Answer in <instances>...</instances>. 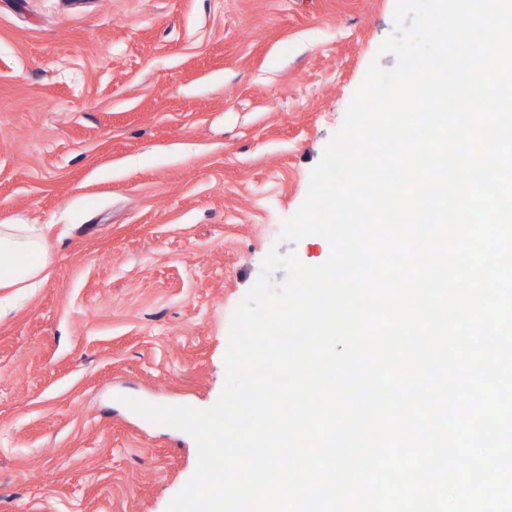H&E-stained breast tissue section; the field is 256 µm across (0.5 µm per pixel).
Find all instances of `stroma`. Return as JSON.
<instances>
[{
    "instance_id": "stroma-1",
    "label": "stroma",
    "mask_w": 512,
    "mask_h": 512,
    "mask_svg": "<svg viewBox=\"0 0 512 512\" xmlns=\"http://www.w3.org/2000/svg\"><path fill=\"white\" fill-rule=\"evenodd\" d=\"M397 0H0V224L39 287L0 303V512H167L231 318L394 30ZM47 263L37 224H0V290L37 288Z\"/></svg>"
}]
</instances>
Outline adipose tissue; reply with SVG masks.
<instances>
[{
    "label": "adipose tissue",
    "instance_id": "adipose-tissue-1",
    "mask_svg": "<svg viewBox=\"0 0 512 512\" xmlns=\"http://www.w3.org/2000/svg\"><path fill=\"white\" fill-rule=\"evenodd\" d=\"M47 263L37 225L0 224V290L38 287Z\"/></svg>",
    "mask_w": 512,
    "mask_h": 512
}]
</instances>
